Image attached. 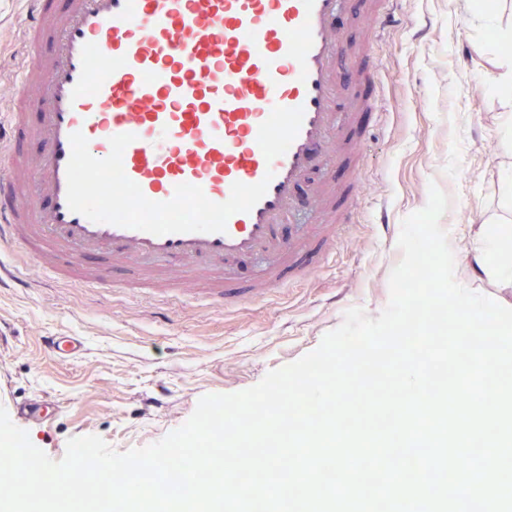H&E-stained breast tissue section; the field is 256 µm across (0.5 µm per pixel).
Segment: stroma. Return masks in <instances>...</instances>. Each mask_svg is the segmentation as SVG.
<instances>
[{
	"label": "stroma",
	"instance_id": "stroma-1",
	"mask_svg": "<svg viewBox=\"0 0 512 512\" xmlns=\"http://www.w3.org/2000/svg\"><path fill=\"white\" fill-rule=\"evenodd\" d=\"M25 0H0V99L11 100L27 50ZM383 120L372 134L359 219L341 243L266 300L218 308L196 300L156 304L114 271L107 289L46 275L20 244L0 243L17 285L0 287V406L33 445L61 460L70 438L97 435L124 452L183 425L199 399L235 393L315 350L345 312L378 317L405 217L430 185L449 198L440 225L460 254L484 245L488 223L512 213L500 185L512 179L503 117L512 96L494 76L512 67V0H401L376 49ZM80 336L82 353L58 358L44 336Z\"/></svg>",
	"mask_w": 512,
	"mask_h": 512
}]
</instances>
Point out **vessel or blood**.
Wrapping results in <instances>:
<instances>
[{
	"mask_svg": "<svg viewBox=\"0 0 512 512\" xmlns=\"http://www.w3.org/2000/svg\"><path fill=\"white\" fill-rule=\"evenodd\" d=\"M31 51L0 116V240L43 271L106 284L108 258L134 287L245 304L358 210L364 142L337 127L340 0H26ZM390 0H362L363 39L347 67L352 112L378 109L371 64ZM32 142L34 151L23 150ZM333 155L351 181L297 187ZM308 236L281 229L301 210ZM265 253L264 278L229 266ZM204 265L197 284L173 270ZM62 356L79 336H48Z\"/></svg>",
	"mask_w": 512,
	"mask_h": 512,
	"instance_id": "1",
	"label": "vessel or blood"
}]
</instances>
